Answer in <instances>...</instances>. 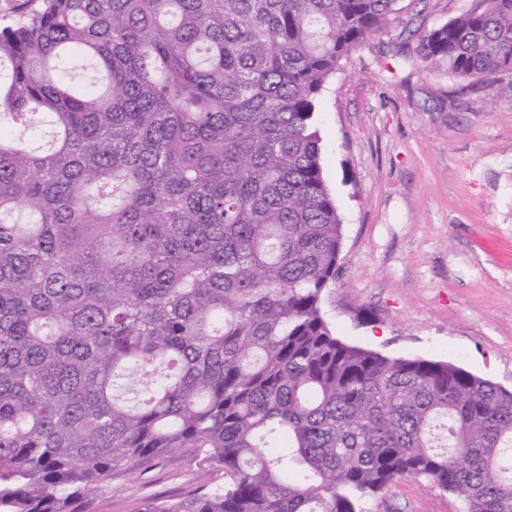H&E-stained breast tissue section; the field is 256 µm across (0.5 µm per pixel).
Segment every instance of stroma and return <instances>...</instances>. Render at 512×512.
<instances>
[{"mask_svg":"<svg viewBox=\"0 0 512 512\" xmlns=\"http://www.w3.org/2000/svg\"><path fill=\"white\" fill-rule=\"evenodd\" d=\"M472 0H399L380 38L354 48L319 95L324 176L344 239L322 312L342 341L447 361L512 390V93L487 79L461 91L446 66L395 55ZM192 449L113 471L73 512H144L223 484ZM369 512H463L454 494L410 478Z\"/></svg>","mask_w":512,"mask_h":512,"instance_id":"1","label":"stroma"}]
</instances>
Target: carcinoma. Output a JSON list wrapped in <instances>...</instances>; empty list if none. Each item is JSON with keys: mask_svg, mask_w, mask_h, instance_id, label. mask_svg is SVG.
I'll return each mask as SVG.
<instances>
[{"mask_svg": "<svg viewBox=\"0 0 512 512\" xmlns=\"http://www.w3.org/2000/svg\"><path fill=\"white\" fill-rule=\"evenodd\" d=\"M0 27V512H70L192 448L144 512H368L399 478L512 512V391L339 339L318 96L398 0H9ZM417 37L512 77V0ZM85 57L98 82L58 73ZM224 483V471L200 465L192 448L112 472L108 486L75 501L76 512H142L151 502L178 500L200 487Z\"/></svg>", "mask_w": 512, "mask_h": 512, "instance_id": "cac0c4a2", "label": "carcinoma"}]
</instances>
